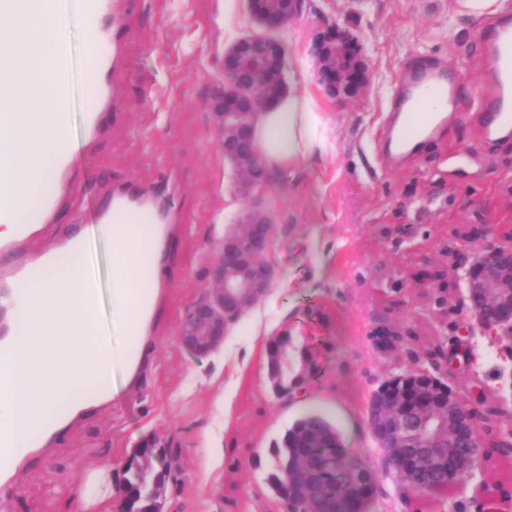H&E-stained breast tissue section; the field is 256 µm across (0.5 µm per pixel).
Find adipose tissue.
Here are the masks:
<instances>
[{"label": "adipose tissue", "mask_w": 512, "mask_h": 512, "mask_svg": "<svg viewBox=\"0 0 512 512\" xmlns=\"http://www.w3.org/2000/svg\"><path fill=\"white\" fill-rule=\"evenodd\" d=\"M260 158L276 175L333 147L331 131L313 95L293 91L262 110L253 129ZM100 230L112 248V310L129 340L115 348L96 328L100 288L84 270L89 239L73 238L70 251L54 257L46 273L27 279L19 293L1 300L13 309V357L0 359V434L15 447L48 443L80 410L113 398L110 378L122 367L126 383L136 382L144 360L150 301L145 278L141 225L113 221ZM79 494L84 508H111L112 472L95 468L84 476Z\"/></svg>", "instance_id": "ef3b65f1"}]
</instances>
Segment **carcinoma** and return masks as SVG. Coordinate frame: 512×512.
<instances>
[{
	"mask_svg": "<svg viewBox=\"0 0 512 512\" xmlns=\"http://www.w3.org/2000/svg\"><path fill=\"white\" fill-rule=\"evenodd\" d=\"M267 367L271 385L278 394L288 393L306 378L308 372L307 359L301 354H292L286 337L277 338L270 346ZM481 437L486 455L512 453V447L504 446L501 439L499 410L493 401L485 406ZM346 458L336 429L320 415H306L294 422L276 443L271 485L282 498H298L300 489L305 487L320 503L341 501L351 483ZM428 480L432 483L431 490L424 494L412 493L406 499H426L448 492L446 468L440 466L429 470ZM164 481V473L159 472L150 480L141 463L129 462L124 477L128 512H155L157 489Z\"/></svg>",
	"mask_w": 512,
	"mask_h": 512,
	"instance_id": "1",
	"label": "carcinoma"
}]
</instances>
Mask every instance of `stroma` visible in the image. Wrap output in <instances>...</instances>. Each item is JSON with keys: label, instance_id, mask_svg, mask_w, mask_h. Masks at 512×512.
Instances as JSON below:
<instances>
[{"label": "stroma", "instance_id": "stroma-1", "mask_svg": "<svg viewBox=\"0 0 512 512\" xmlns=\"http://www.w3.org/2000/svg\"><path fill=\"white\" fill-rule=\"evenodd\" d=\"M71 2L75 98L65 115L74 202L36 245L94 228L112 185L124 181L157 193L178 219L177 237L163 264L165 309L140 385L126 388L122 369L114 368L115 405L71 422L0 496V512H83L73 491L86 470L108 467L119 484L130 459L153 465L167 448L178 478L161 489L162 512H286L269 482L274 446L308 414L325 417L341 448L381 471L372 512H443L434 501L402 503L375 450L367 404L384 381L422 367L431 345L454 339L463 287L450 286L440 304L423 273L444 269L448 245L463 244L472 227L512 225V140L493 147L478 141L479 116L471 109L426 150L394 165L385 157L384 132L409 57L447 59L466 97L481 95L489 67L481 34L493 10L480 0H305L277 32L289 86L318 99L334 148L263 188L275 222L269 259L277 285L245 308L223 347L196 356L178 341L182 318L210 287L219 242L250 204L215 143L210 100L221 86L225 50L260 28L247 0H136L119 75L124 106L109 115V134L91 138L87 111L96 92L84 73L94 53L82 0ZM334 30L360 47L366 83L353 96L331 95L316 59L319 41ZM93 246L98 327L120 348L127 339L112 325V250L99 237ZM258 312L308 359L297 398L276 395L266 364L248 351ZM382 324L414 338L397 353H379L370 336ZM511 346L504 338L475 351L489 399L512 396L496 378V363ZM236 362L245 363L243 372L233 371Z\"/></svg>", "mask_w": 512, "mask_h": 512}]
</instances>
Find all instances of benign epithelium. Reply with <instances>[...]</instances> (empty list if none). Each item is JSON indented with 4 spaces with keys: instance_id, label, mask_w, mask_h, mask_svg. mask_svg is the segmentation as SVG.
<instances>
[{
    "instance_id": "7a95c632",
    "label": "benign epithelium",
    "mask_w": 512,
    "mask_h": 512,
    "mask_svg": "<svg viewBox=\"0 0 512 512\" xmlns=\"http://www.w3.org/2000/svg\"><path fill=\"white\" fill-rule=\"evenodd\" d=\"M251 17L263 28L264 35L238 40L224 54V82L213 96L217 145L234 169L235 180L244 193L256 192L270 181L254 143L253 123L258 112L272 107L287 94L285 81L286 52L271 33L284 28L301 11L303 0H248ZM351 52L340 35L324 38L317 58L329 91L344 95L358 92L365 81L361 70L342 71L338 56ZM273 233L272 220L263 202L256 200L242 213L237 228L226 233L219 243V258L213 272V286L185 313L178 331V341L196 355H206L224 344L229 325L244 307L260 300L271 288L274 271L267 259ZM455 261L450 274L464 285L460 302L470 318L454 324L475 350L477 337L512 335V227L496 240H488L471 255L461 248L452 249ZM448 356H430V368L406 371L405 390L395 395L391 390L371 396V430L378 450L399 479L420 490L416 448L425 449L427 465L441 461L452 469L475 471L479 457L458 454V449L441 442L443 426L456 421V437L471 443L481 438L485 388L476 384L472 373H461L472 383L471 399L445 382L442 366ZM348 465L353 483L344 508L336 512H369L379 472L362 456L352 454Z\"/></svg>"
}]
</instances>
